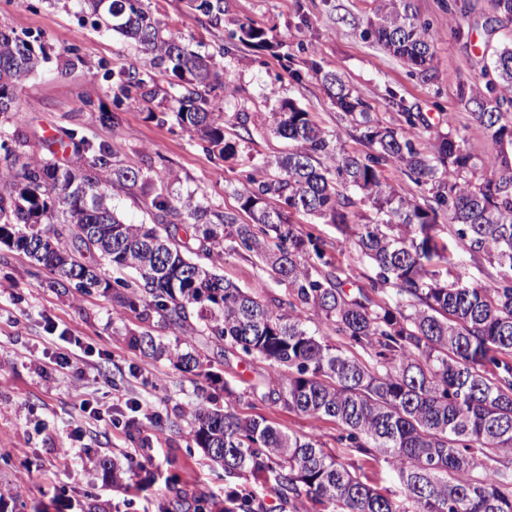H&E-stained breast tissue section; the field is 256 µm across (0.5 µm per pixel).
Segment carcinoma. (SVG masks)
<instances>
[{
    "mask_svg": "<svg viewBox=\"0 0 512 512\" xmlns=\"http://www.w3.org/2000/svg\"><path fill=\"white\" fill-rule=\"evenodd\" d=\"M94 23L132 40L151 67L170 73L180 98L178 124L197 133L219 157L236 153L224 141L217 44L194 52L165 33L145 0H82ZM215 23L224 0H190ZM486 23L512 28V0H487ZM375 38L421 75L433 69L431 36L411 0H379ZM232 37L263 48L267 32L249 22ZM44 56L16 29L0 28V114L14 110L17 88ZM339 109L338 123L367 146L349 153L340 133L312 121L291 101L269 113L273 132L294 143L274 159L253 163L239 191L250 223L211 211L191 196L173 198L164 180L124 163L105 146H92L64 130L58 143L70 150L37 156L27 140L0 129V243L25 254L56 276L57 284L89 291L110 287L101 261L136 274L119 280L117 297L142 313L180 329L194 322L211 336L266 365L245 381L254 397L340 429L337 441L353 452L340 458L318 439L285 431L264 417H242L231 405L201 406L192 439L229 477L248 472L274 480L289 503L306 497L322 512H512V38L494 49L481 85L460 91V103L490 134L495 148L477 162L453 130L429 150L416 143L420 116L403 112L398 127L375 120L334 70L316 62ZM126 93L146 80L120 73ZM397 165L429 186L417 200L382 181L381 169ZM484 173L479 175L477 170ZM150 191L155 224H130L112 206V189ZM274 200L279 206L272 207ZM368 206L363 211L358 204ZM305 213L335 226L355 246L374 275L369 288L351 295L339 268L325 259L321 239L291 224ZM448 218L455 248L500 268L493 286L453 268L437 241L438 220ZM193 229L189 244L180 224ZM242 250L288 285V298L263 302L258 285L248 291L215 272L224 250ZM325 332L310 331L309 314ZM337 336L371 357L345 354ZM143 354L175 360L203 374L193 354L173 351L149 335L134 338ZM381 459L394 471L399 493L361 479L355 460ZM251 498L236 486L224 506L196 499L199 512H250Z\"/></svg>",
    "mask_w": 512,
    "mask_h": 512,
    "instance_id": "1",
    "label": "carcinoma"
}]
</instances>
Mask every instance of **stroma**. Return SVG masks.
Masks as SVG:
<instances>
[{
  "label": "stroma",
  "mask_w": 512,
  "mask_h": 512,
  "mask_svg": "<svg viewBox=\"0 0 512 512\" xmlns=\"http://www.w3.org/2000/svg\"><path fill=\"white\" fill-rule=\"evenodd\" d=\"M433 36V70L411 72L367 33L377 0H224V20L211 23L187 0H146L168 34L190 49L210 50L223 40L231 51L220 63L224 138L235 156L219 159L197 134L183 131L173 114L169 74L158 73L153 94L114 106L116 76L146 72L148 59L127 39L93 25L73 0H0V28H15L46 58L17 91V107L0 126L18 130L35 154L44 155L61 129H76L89 143L109 146L120 159L158 174H172L170 195H192L208 209L247 216L238 196L252 159L288 151L274 135L268 114L277 100H294L321 127L337 125V108L311 71V63L335 69L383 125L401 113H420L418 146L428 149L438 133L457 130L467 150L483 159L494 148L488 132L463 109L461 84L477 80L503 39V30L483 26L487 0H412ZM264 28L270 42L252 48L232 39L238 23ZM115 113L101 122V113ZM248 116L240 128V116ZM292 223L324 243L327 258L341 268L350 291L368 285L371 268L354 247L339 243L333 226L305 214ZM219 271L248 288L266 285L265 299L286 298L285 285L270 280L255 260L225 253ZM0 507L5 512H84L99 501L105 512H159L176 492L223 501L229 483L190 436L193 414L209 400H223L225 383L244 391V381L262 370L231 348H220L202 330L180 329L122 306L113 291L82 292L58 286L49 271L0 243ZM146 332L171 348L207 362L210 378L179 370L168 359L143 355L129 344ZM244 416H262L276 426L320 437L327 451L347 457L336 443L338 429L253 397L237 404ZM137 417L155 439L153 453L141 450L128 429ZM153 457L154 481H142L137 466ZM113 465L104 473L99 458Z\"/></svg>",
  "instance_id": "35a3bbf8"
}]
</instances>
